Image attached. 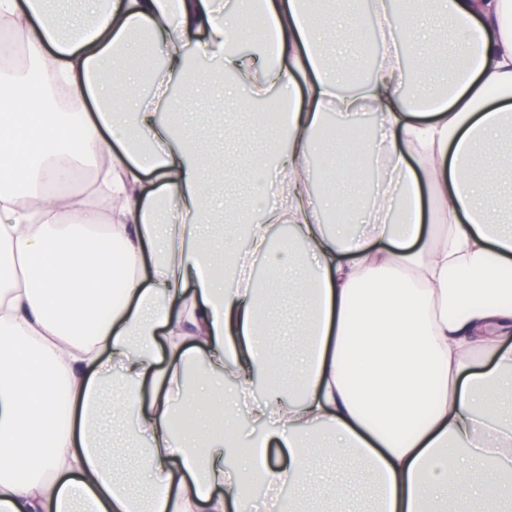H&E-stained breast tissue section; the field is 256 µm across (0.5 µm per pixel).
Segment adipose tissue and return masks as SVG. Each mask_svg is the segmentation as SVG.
<instances>
[{"instance_id": "obj_1", "label": "adipose tissue", "mask_w": 512, "mask_h": 512, "mask_svg": "<svg viewBox=\"0 0 512 512\" xmlns=\"http://www.w3.org/2000/svg\"><path fill=\"white\" fill-rule=\"evenodd\" d=\"M61 2L0 0L26 49L0 67V144L22 156L0 168V512H249L246 487H301L317 448L371 476L376 512L511 497L512 422L494 411L512 389V231L471 170L496 167L512 128V0H373L382 51L349 90L351 32L307 0H85L92 22L63 34ZM256 13L275 44L250 53ZM146 31L165 64L144 94ZM59 74L94 115L55 108ZM207 89L286 114L248 163L246 240L221 254L198 152L170 122ZM362 112L379 118L369 183L321 137ZM85 160L107 168L108 210L43 191ZM358 196L367 222H335ZM273 285L310 297L309 337L290 392L243 407L276 367Z\"/></svg>"}]
</instances>
